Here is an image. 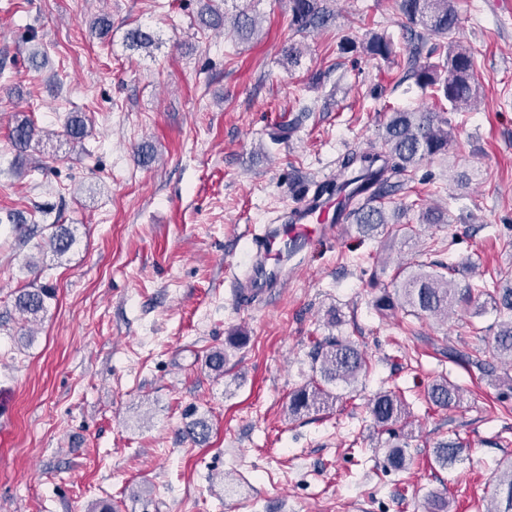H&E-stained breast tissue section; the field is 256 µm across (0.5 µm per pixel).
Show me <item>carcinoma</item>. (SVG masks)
Instances as JSON below:
<instances>
[{
  "label": "carcinoma",
  "instance_id": "cac0c4a2",
  "mask_svg": "<svg viewBox=\"0 0 512 512\" xmlns=\"http://www.w3.org/2000/svg\"><path fill=\"white\" fill-rule=\"evenodd\" d=\"M210 5L201 9L200 20L213 30L231 27L236 37L249 41L261 35L259 18L242 10L232 16ZM291 26L299 34L323 27L333 16L330 0H290ZM397 10L406 21L410 46L403 61L398 63L404 76H413L424 90H430L435 102L434 112L395 109L384 128L381 145L354 150L342 158L336 184L318 185L315 194L322 195L348 188L367 195V200L350 214L352 223L366 232L386 237L406 234V227L398 220L396 210L385 207L381 199L401 187L392 178L406 176L435 157L448 153L453 141L452 127L441 112H468L478 99L474 77V58L471 49L453 39L459 28L460 17L455 0H395ZM129 46L148 49L155 44L154 33L137 27L127 32ZM365 49L372 55L390 58L395 54L393 43L383 35H374ZM438 56L440 62L431 64L421 57ZM33 121L24 118L12 130V144L23 153L31 142L40 137ZM83 120L69 116L63 131L56 137L63 138L75 147L88 136ZM74 243L72 234L62 228L49 238V247L59 258L65 256ZM456 265L437 262L414 264L406 275L395 277L389 283H374L381 289L375 300L378 311L392 312L404 309L409 314L430 318L448 317V312L468 308L476 299L485 296L496 312L492 326L493 337L486 354L512 364V278H492L491 283L480 286H459L455 279ZM54 290L43 286L23 290L15 297V308L31 323L42 320L47 311V300ZM246 341L244 336H229L224 347L211 351L206 365L215 376L224 375L229 349H238ZM308 374L295 388L288 401V417L295 419L310 411H326L340 399V387H354L366 376V353L346 336L329 335L314 341L308 354ZM428 398L435 406L452 408L461 399V388L443 376L431 386ZM373 423L386 430L401 422L407 412L403 395L391 390L377 393L367 404ZM466 446L460 439L441 442L433 448V462L446 469L461 460ZM390 467L405 471L410 465L405 445L391 446L387 455ZM497 484L492 494L494 507L488 512H512V460L499 464ZM424 512H452L445 492H431L426 498Z\"/></svg>",
  "mask_w": 512,
  "mask_h": 512
}]
</instances>
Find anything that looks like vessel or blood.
Instances as JSON below:
<instances>
[{
    "instance_id": "b4317fda",
    "label": "vessel or blood",
    "mask_w": 512,
    "mask_h": 512,
    "mask_svg": "<svg viewBox=\"0 0 512 512\" xmlns=\"http://www.w3.org/2000/svg\"><path fill=\"white\" fill-rule=\"evenodd\" d=\"M352 208L345 197L313 199L304 196L291 205L282 223L270 227L254 241L249 272L238 295L241 304L263 299L270 289L280 287L287 265L316 241L324 238L330 225L340 223Z\"/></svg>"
}]
</instances>
